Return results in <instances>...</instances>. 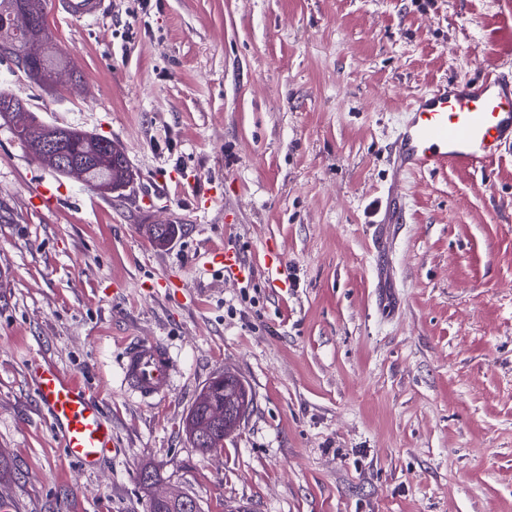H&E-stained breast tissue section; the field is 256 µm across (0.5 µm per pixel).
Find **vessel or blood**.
<instances>
[{
    "label": "vessel or blood",
    "mask_w": 512,
    "mask_h": 512,
    "mask_svg": "<svg viewBox=\"0 0 512 512\" xmlns=\"http://www.w3.org/2000/svg\"><path fill=\"white\" fill-rule=\"evenodd\" d=\"M112 0H55L68 19L103 15ZM512 145V81L487 73L476 81L448 82L413 98L388 157L394 185L405 176L450 168L488 170ZM162 342H137L124 353L122 382L146 403L155 402L175 372ZM36 393L51 414L67 456L87 471L114 445L112 425L80 383L46 366L33 373Z\"/></svg>",
    "instance_id": "vessel-or-blood-1"
}]
</instances>
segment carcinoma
Returning <instances> with one entry per match:
<instances>
[{"label": "carcinoma", "instance_id": "1", "mask_svg": "<svg viewBox=\"0 0 512 512\" xmlns=\"http://www.w3.org/2000/svg\"><path fill=\"white\" fill-rule=\"evenodd\" d=\"M9 48L8 59L19 61L26 59L30 64L27 76L37 82L49 84L51 73L64 66V60L55 51L53 34L47 24V0H0V46ZM24 108V104L0 91V120L9 119L12 112ZM46 135L54 138L60 150L65 154L92 163L90 177L92 184L89 189L107 195L109 191H117L134 179V171L123 148L112 143V161L105 168L96 164L104 155L103 142L107 138L93 132L62 126L60 131H48ZM178 231L175 224L166 225L162 231L156 226L149 227L148 235L158 247L168 245ZM200 393L207 394L212 402L224 403L225 394L233 400L224 413V422L215 423L208 411V406L193 403L185 420V431L192 447L202 453L218 451L224 447V438L233 434L240 427L250 405L252 392L241 379L234 378L227 384L219 385L212 381L206 383Z\"/></svg>", "mask_w": 512, "mask_h": 512}]
</instances>
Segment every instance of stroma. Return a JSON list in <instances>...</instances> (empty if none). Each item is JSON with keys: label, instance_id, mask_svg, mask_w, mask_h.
Masks as SVG:
<instances>
[{"label": "stroma", "instance_id": "35a3bbf8", "mask_svg": "<svg viewBox=\"0 0 512 512\" xmlns=\"http://www.w3.org/2000/svg\"><path fill=\"white\" fill-rule=\"evenodd\" d=\"M47 22L80 83L0 60V90L118 141L136 176L100 196L0 126V512H148L147 464L201 512H512V147L406 179L389 274L371 241L404 105L511 77L512 0H112ZM150 224L179 233L160 249ZM137 340L178 361L152 404L121 384ZM38 365L111 421L97 471L66 456ZM226 371L254 403L202 454L183 420Z\"/></svg>", "mask_w": 512, "mask_h": 512}]
</instances>
